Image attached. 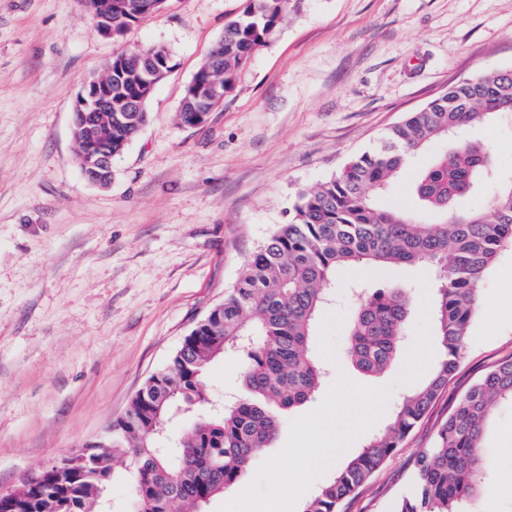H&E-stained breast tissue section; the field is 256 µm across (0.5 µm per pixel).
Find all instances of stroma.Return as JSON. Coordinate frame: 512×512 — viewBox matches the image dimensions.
Masks as SVG:
<instances>
[{"instance_id":"1","label":"stroma","mask_w":512,"mask_h":512,"mask_svg":"<svg viewBox=\"0 0 512 512\" xmlns=\"http://www.w3.org/2000/svg\"><path fill=\"white\" fill-rule=\"evenodd\" d=\"M248 0H169L121 42L84 0H0V489L69 456L124 415L191 327L221 302L297 193L338 173L382 134L460 80L512 68V0H301L196 127L184 90ZM166 47L173 69L148 121L112 163V183L80 174L71 131L84 83L121 50ZM512 172V117L475 132ZM413 156L407 183L446 152ZM419 268L346 267V282L412 284ZM486 304L464 359L426 415L341 512H393L414 457L456 399L512 358V247L483 281ZM488 487L472 512H512V403L484 442Z\"/></svg>"}]
</instances>
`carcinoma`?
Segmentation results:
<instances>
[{
	"label": "carcinoma",
	"mask_w": 512,
	"mask_h": 512,
	"mask_svg": "<svg viewBox=\"0 0 512 512\" xmlns=\"http://www.w3.org/2000/svg\"><path fill=\"white\" fill-rule=\"evenodd\" d=\"M112 14L117 42L140 21L141 0ZM288 0H249L229 21L216 48L193 76L196 86L178 112L179 123L202 124L236 83L238 71L266 45L283 21ZM172 70L169 51L119 52L106 94L112 111L95 113L96 129L122 154L148 115L144 71ZM218 82L221 95H197ZM501 112H512V69L491 70L448 88L410 112L379 145L352 158L337 174L300 191L285 224H275L249 255L238 281L185 336L168 363L151 375L112 431L81 446L63 462L27 474L0 496V512H106L109 487L129 488V512H205L235 488L270 448L285 413L305 404L326 371L312 354L317 320L336 294V272L366 263L434 270L435 336L442 349L432 379L408 391L390 422L367 435L362 450L305 503L303 512H339L401 447L424 417L464 355L469 329L483 309L481 283L498 253L512 244V175H497L494 148L464 137ZM457 141L411 187L418 206L385 207L412 156L430 141ZM493 191L483 204L461 201ZM355 299L346 358L375 376L400 357L414 299L405 287L350 282ZM240 362V389L216 408L203 388L209 366L227 353ZM512 400V359L486 371L455 402L429 448L415 456L407 492L394 512H470L486 484L483 438L492 409ZM180 415V432L167 431Z\"/></svg>",
	"instance_id": "1"
}]
</instances>
